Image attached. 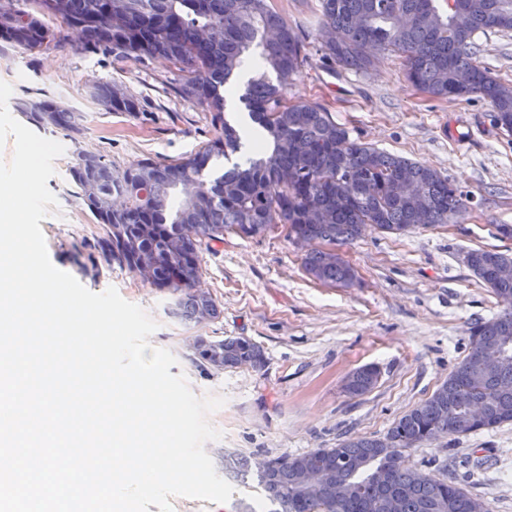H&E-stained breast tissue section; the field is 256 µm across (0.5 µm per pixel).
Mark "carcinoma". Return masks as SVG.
Here are the masks:
<instances>
[{
    "mask_svg": "<svg viewBox=\"0 0 512 512\" xmlns=\"http://www.w3.org/2000/svg\"><path fill=\"white\" fill-rule=\"evenodd\" d=\"M321 0L318 39L323 56L342 70L364 71L379 53L402 59L408 81L432 97L489 101L494 121L512 122V84L477 61V33L512 32V0ZM63 18L66 26L50 25ZM85 35L82 50H105L115 60L136 55L164 59L177 70L175 93L204 105L222 136L193 153L120 168L101 154H77L70 179L104 235L97 240L112 262L176 297L181 318L201 324L220 315L216 300L199 293L202 247L224 234L256 237L282 227L307 242L305 271L322 284L350 288L357 274L336 250L366 224L389 233L446 224L466 209L463 194L439 171L379 151L350 137L317 103H289L288 79L304 63V45L272 0H0V41L36 54L60 43L64 28ZM255 64L240 100L264 132L265 147L250 151L224 119V86L244 63ZM95 82L91 98L109 112H133L132 96L109 97ZM18 109L36 127L77 134L82 115L53 100ZM240 154L224 170L220 158ZM468 267L502 304L501 313L470 328L469 350L428 399L403 415L384 438H349L334 448L282 456L257 485L276 512H486L462 488L429 478L408 464L406 452L443 435L494 428L512 421V254L473 250ZM495 350L505 357L488 364ZM197 360L217 370L261 369L263 349L245 337L203 341ZM378 369L352 372L353 396L369 392ZM485 406L489 420L474 423L468 403ZM317 470L310 488L303 474Z\"/></svg>",
    "mask_w": 512,
    "mask_h": 512,
    "instance_id": "carcinoma-1",
    "label": "carcinoma"
}]
</instances>
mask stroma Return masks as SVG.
I'll return each instance as SVG.
<instances>
[{
    "instance_id": "stroma-1",
    "label": "stroma",
    "mask_w": 512,
    "mask_h": 512,
    "mask_svg": "<svg viewBox=\"0 0 512 512\" xmlns=\"http://www.w3.org/2000/svg\"><path fill=\"white\" fill-rule=\"evenodd\" d=\"M276 3L307 56L288 82V101L320 104L351 138L440 171L467 196L468 208L451 223L402 236L365 227L341 250L360 276L352 288L309 276L302 250L285 230L254 238L225 234L201 254L199 287L221 310L219 319L201 325L176 315L169 291L141 281L101 252L100 226L67 170L85 149L120 167L186 156L219 137L221 125L205 106L174 92L164 60L118 63L111 54L82 51L76 29L68 30L62 46L34 55L0 42V81L13 87L7 108L15 119L23 117L20 102L38 99L83 115L81 134H46L64 148L47 182L58 207L40 223L52 264L92 292L112 286L141 306L158 324L151 347L170 350L178 360L171 374L184 375L197 396L225 398L209 416L222 437L205 445L219 472L228 453L253 462L333 448L357 436L384 437L467 355L470 328L500 310L467 266V252L512 251V239L496 230L512 225V135L495 125L491 104L478 96L450 102L422 93L406 80L399 61L387 57L366 74L341 70L319 50L320 0ZM475 41L481 63L512 80V32H481ZM95 81L123 85L138 109L106 111L87 94ZM198 336L248 338L261 346L267 363L259 370L213 369L194 358ZM368 364L380 370L377 384L349 396L348 375ZM408 460L432 479L480 498L489 512H512V422L439 437L409 450ZM233 488L224 504L172 498L173 512H238L243 502L265 512L256 484Z\"/></svg>"
}]
</instances>
